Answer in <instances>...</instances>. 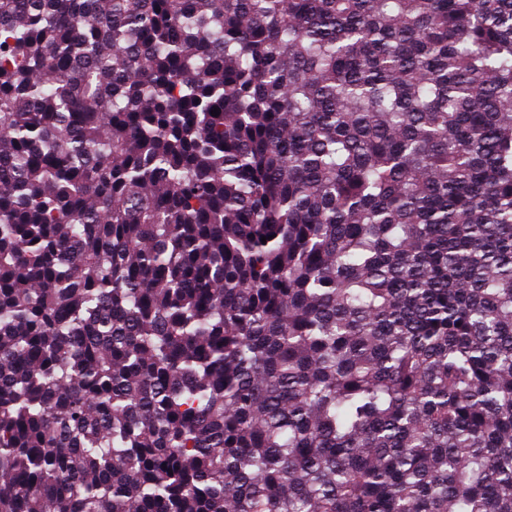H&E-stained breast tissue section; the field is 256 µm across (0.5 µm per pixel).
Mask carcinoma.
Wrapping results in <instances>:
<instances>
[{"mask_svg": "<svg viewBox=\"0 0 512 512\" xmlns=\"http://www.w3.org/2000/svg\"><path fill=\"white\" fill-rule=\"evenodd\" d=\"M0 512H512V0H0Z\"/></svg>", "mask_w": 512, "mask_h": 512, "instance_id": "carcinoma-1", "label": "carcinoma"}]
</instances>
